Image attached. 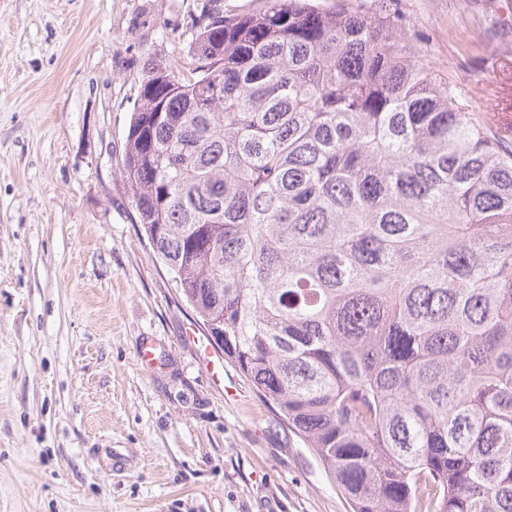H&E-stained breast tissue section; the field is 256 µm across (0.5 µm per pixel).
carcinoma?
<instances>
[{
    "mask_svg": "<svg viewBox=\"0 0 512 512\" xmlns=\"http://www.w3.org/2000/svg\"><path fill=\"white\" fill-rule=\"evenodd\" d=\"M123 177L224 359L353 512H512V123L354 0L209 16Z\"/></svg>",
    "mask_w": 512,
    "mask_h": 512,
    "instance_id": "obj_1",
    "label": "carcinoma"
}]
</instances>
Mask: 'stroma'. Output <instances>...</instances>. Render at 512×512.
Returning a JSON list of instances; mask_svg holds the SVG:
<instances>
[{
	"label": "stroma",
	"instance_id": "1",
	"mask_svg": "<svg viewBox=\"0 0 512 512\" xmlns=\"http://www.w3.org/2000/svg\"><path fill=\"white\" fill-rule=\"evenodd\" d=\"M264 2L0 0V512H352L211 346L122 174L148 63ZM388 7L485 87L473 111L512 107V0Z\"/></svg>",
	"mask_w": 512,
	"mask_h": 512
}]
</instances>
